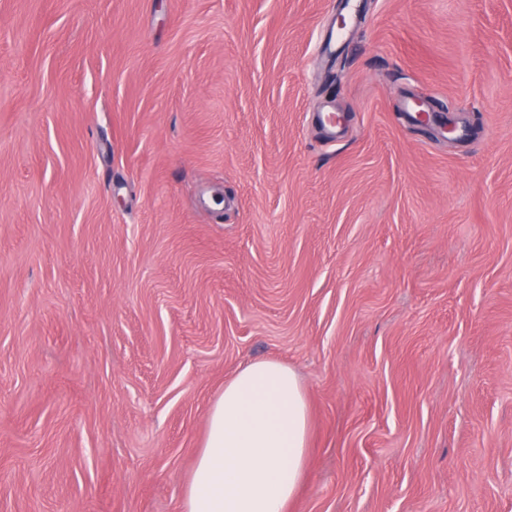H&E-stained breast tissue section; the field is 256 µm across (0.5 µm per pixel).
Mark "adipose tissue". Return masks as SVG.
<instances>
[{
	"label": "adipose tissue",
	"mask_w": 512,
	"mask_h": 512,
	"mask_svg": "<svg viewBox=\"0 0 512 512\" xmlns=\"http://www.w3.org/2000/svg\"><path fill=\"white\" fill-rule=\"evenodd\" d=\"M308 447L309 408L297 374L274 360L249 363L208 411L183 512H288Z\"/></svg>",
	"instance_id": "1"
}]
</instances>
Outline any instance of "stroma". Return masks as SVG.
Returning <instances> with one entry per match:
<instances>
[{"mask_svg": "<svg viewBox=\"0 0 512 512\" xmlns=\"http://www.w3.org/2000/svg\"><path fill=\"white\" fill-rule=\"evenodd\" d=\"M339 2L0 0V512H181L260 359L288 512H512V0Z\"/></svg>", "mask_w": 512, "mask_h": 512, "instance_id": "1", "label": "stroma"}]
</instances>
